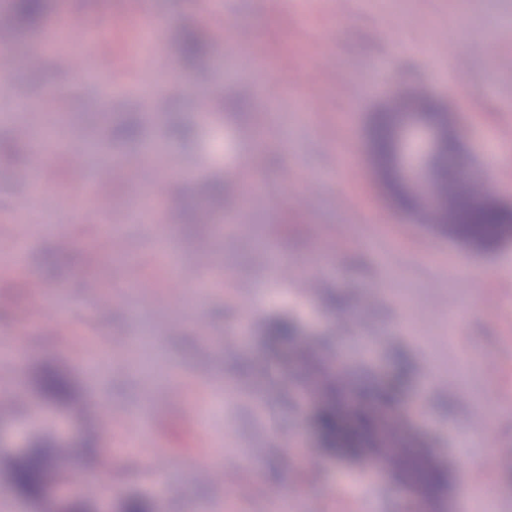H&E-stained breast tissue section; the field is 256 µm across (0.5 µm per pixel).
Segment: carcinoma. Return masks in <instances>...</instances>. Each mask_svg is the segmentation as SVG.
<instances>
[{
  "mask_svg": "<svg viewBox=\"0 0 512 512\" xmlns=\"http://www.w3.org/2000/svg\"><path fill=\"white\" fill-rule=\"evenodd\" d=\"M50 4L51 0H8L5 8L11 16L10 30L22 34L38 27ZM209 49L200 31L187 27L180 33L179 52L184 60L201 59ZM410 121L431 127L437 135V144L423 160L416 180L402 175L398 167L400 133ZM370 151L379 176L409 213L426 217L448 236L482 250H492L512 235V210L472 188L461 144L448 129V113L433 100L408 91L401 94L399 103L375 113ZM38 384L42 395L57 405L70 407L76 400L69 380L52 367L41 371ZM355 416L348 420L336 400V390L324 384L316 421L338 450L368 454L379 461L393 457L418 496L430 500L444 493L448 480L432 462L433 449L415 433H408L398 448H384L373 438L378 421L358 411ZM30 443L24 456L1 453L0 470L10 475L17 498L40 503L42 512H61L59 501L44 492L51 462L94 457L93 438L88 435L64 447L45 431L34 435Z\"/></svg>",
  "mask_w": 512,
  "mask_h": 512,
  "instance_id": "obj_1",
  "label": "carcinoma"
}]
</instances>
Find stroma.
Returning <instances> with one entry per match:
<instances>
[{
    "label": "stroma",
    "mask_w": 512,
    "mask_h": 512,
    "mask_svg": "<svg viewBox=\"0 0 512 512\" xmlns=\"http://www.w3.org/2000/svg\"><path fill=\"white\" fill-rule=\"evenodd\" d=\"M71 2L109 46V77L125 94L107 97L99 81L67 71L48 51L60 11L35 32L0 38V343L22 352L0 366V391L25 394L14 422L21 437L43 424L83 435L104 412L144 429L134 441L125 423L99 433L94 463L53 464L92 510L107 484L112 512L129 496L153 512H273L276 490L288 512H423L393 472L326 451L300 357L316 347L340 359V396L354 400L401 377L395 412L412 414L452 473L432 512H464L470 487L494 488L492 512H512V470L487 467L482 442L460 436L482 406L489 437L512 452L504 414L512 403V237L485 252L401 211L369 146L374 113L415 88L446 110L473 169L489 173L491 198L512 207V0H380L371 10L359 0H126L112 17L107 0ZM140 15L158 23L147 55L133 41ZM187 27L220 28L224 43L182 61L177 40ZM254 44L267 70L252 65ZM34 53L44 57L35 70L26 64ZM152 78L168 109L147 113L142 136L183 173L152 221L128 222L133 191L122 167L100 161L111 202L86 210L68 195L66 154L34 152L14 136L17 116L43 126L41 112L20 108L33 100L83 122L107 97L123 123L144 111L138 89ZM175 125L191 137L173 138ZM491 142L497 154L488 153ZM37 162L48 191L20 221L14 209ZM199 171L223 173L235 187L224 199L230 237L192 221L205 205ZM248 180L263 190L243 209ZM305 187L307 205L295 207L292 193ZM108 224L124 227L109 243L101 237ZM61 236L70 245L60 257ZM202 254L209 264L200 269ZM460 266L478 270L482 287H469ZM175 268L196 278L159 301ZM284 268L292 278L280 279ZM32 276L47 296L31 291ZM108 297L107 310L100 302ZM40 309L52 320L37 317ZM277 317L293 320L299 335L280 348L286 365L272 389L265 365ZM492 362L494 374L485 370ZM47 366L70 378L91 412L79 416L37 395ZM132 441L138 454L125 452ZM218 453L258 494L200 479Z\"/></svg>",
    "instance_id": "obj_1"
}]
</instances>
